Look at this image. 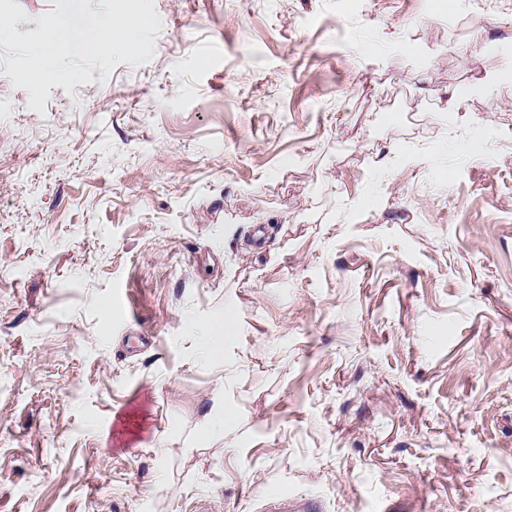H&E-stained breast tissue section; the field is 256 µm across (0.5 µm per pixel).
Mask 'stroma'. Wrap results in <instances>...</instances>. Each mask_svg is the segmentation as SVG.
Segmentation results:
<instances>
[{"mask_svg": "<svg viewBox=\"0 0 512 512\" xmlns=\"http://www.w3.org/2000/svg\"><path fill=\"white\" fill-rule=\"evenodd\" d=\"M453 2L155 0L41 114L0 46V512H512V0Z\"/></svg>", "mask_w": 512, "mask_h": 512, "instance_id": "obj_1", "label": "stroma"}]
</instances>
